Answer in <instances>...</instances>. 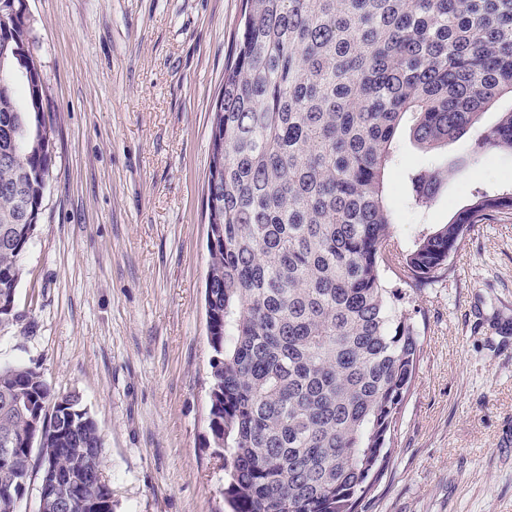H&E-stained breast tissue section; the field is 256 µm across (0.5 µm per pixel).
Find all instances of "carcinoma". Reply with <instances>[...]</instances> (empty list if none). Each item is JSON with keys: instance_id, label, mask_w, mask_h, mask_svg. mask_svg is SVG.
<instances>
[{"instance_id": "carcinoma-1", "label": "carcinoma", "mask_w": 512, "mask_h": 512, "mask_svg": "<svg viewBox=\"0 0 512 512\" xmlns=\"http://www.w3.org/2000/svg\"><path fill=\"white\" fill-rule=\"evenodd\" d=\"M0 326L16 322L19 260L53 175L54 121L30 51L24 0H0ZM25 62L31 79L15 78ZM512 0H242L212 110L205 282L209 446L231 512H359L380 483L422 342L407 305L448 276L484 215L512 213V186L476 187L444 224L407 241L384 177L401 127L425 161L403 171L408 208L432 209L434 151L478 132L512 153ZM64 402L39 456L61 470L101 461L76 393L0 364V436L26 448L35 410Z\"/></svg>"}]
</instances>
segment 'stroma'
I'll return each instance as SVG.
<instances>
[{"label": "stroma", "instance_id": "35a3bbf8", "mask_svg": "<svg viewBox=\"0 0 512 512\" xmlns=\"http://www.w3.org/2000/svg\"><path fill=\"white\" fill-rule=\"evenodd\" d=\"M56 123L55 166L20 260L0 363L77 393L112 512H224L208 443L204 304L211 109L241 0H26ZM440 151L443 224L512 154ZM418 293L423 351L380 485L359 512H512V215L471 229Z\"/></svg>", "mask_w": 512, "mask_h": 512}]
</instances>
